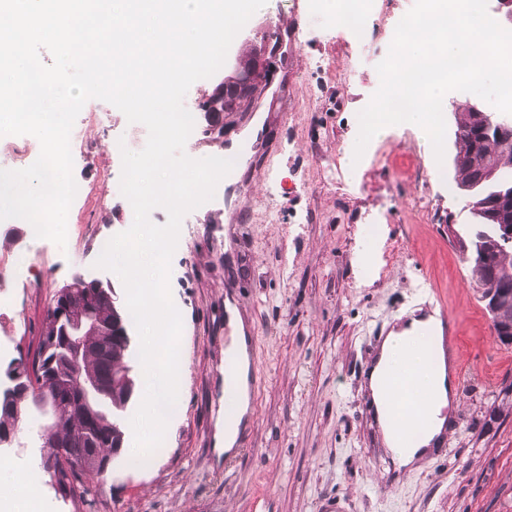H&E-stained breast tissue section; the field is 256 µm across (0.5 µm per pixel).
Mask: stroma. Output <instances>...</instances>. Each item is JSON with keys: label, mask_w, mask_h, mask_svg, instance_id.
<instances>
[{"label": "stroma", "mask_w": 512, "mask_h": 512, "mask_svg": "<svg viewBox=\"0 0 512 512\" xmlns=\"http://www.w3.org/2000/svg\"><path fill=\"white\" fill-rule=\"evenodd\" d=\"M381 30L336 25L324 0H267L233 40L223 67L192 84L195 102L236 76L241 55L300 15V32L271 59L277 89L254 100L252 113L224 115V139L241 145L263 132L238 170L245 173L238 214L223 190L181 225L170 289L183 328L179 398L163 448L147 468L115 459L106 481L74 505L56 498L37 472L39 421L0 447V483L29 472L44 512H512V346L493 336L469 263L448 241L449 224L473 218L448 171L431 174L427 135L399 124L372 139L351 162L358 113L380 84L395 28L415 0H388ZM106 110L126 132L121 111L88 100L73 126L93 145L75 159L78 192L67 216V244L44 240L26 249L23 280L0 246V311L9 362L33 357L47 310L75 276L98 279L126 310L120 278L95 268L94 239L128 230L134 216L107 196L120 176L91 113ZM441 304L455 321L463 383L443 445L413 471H400L379 446L364 412L360 370L399 316ZM233 302L252 336L249 424L229 458L215 451L224 385V304Z\"/></svg>", "instance_id": "stroma-1"}]
</instances>
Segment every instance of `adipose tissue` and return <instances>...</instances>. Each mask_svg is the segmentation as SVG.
I'll return each instance as SVG.
<instances>
[{"label":"adipose tissue","mask_w":512,"mask_h":512,"mask_svg":"<svg viewBox=\"0 0 512 512\" xmlns=\"http://www.w3.org/2000/svg\"><path fill=\"white\" fill-rule=\"evenodd\" d=\"M424 326L434 333L436 341H443L441 321L432 318L425 322L416 317L410 318L384 337L378 351L377 365L369 381L374 398L382 399L388 394L386 381L389 376L405 374L411 381L414 394L432 398L429 409L401 418L403 424L423 429V435L415 448L406 450L397 447L390 432L382 434L394 462L405 469L413 468L440 445L447 422L445 410L453 399L447 385V362L444 355H437L435 362L431 363L424 352L413 345ZM234 327L231 352L237 361V371L233 381L224 385L223 424L216 433V451L224 455L234 452L240 430L248 420L250 406L248 338L242 320H235Z\"/></svg>","instance_id":"1"}]
</instances>
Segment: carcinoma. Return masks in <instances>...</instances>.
I'll list each match as a JSON object with an SVG mask.
<instances>
[{
	"label": "carcinoma",
	"instance_id": "obj_1",
	"mask_svg": "<svg viewBox=\"0 0 512 512\" xmlns=\"http://www.w3.org/2000/svg\"><path fill=\"white\" fill-rule=\"evenodd\" d=\"M196 108L204 113L208 126L224 118V98L218 95L216 89L203 95L197 101ZM468 117L469 113L466 111L458 113L462 132L455 143V159L461 172L468 176L474 175L486 164H492L498 169L494 185L481 188V201L485 202L486 210L490 211L494 209L497 194L512 191V125L500 129L494 133L491 141L476 148L474 144L478 141V135L469 125ZM499 233L500 225L483 218H478L475 223L466 224L461 229V234L470 243L469 252L463 253V256L471 264L472 273L482 289L498 288L502 282L499 273L504 266L500 254L493 251L481 253V248ZM73 285L78 302L94 301L99 312L106 318L110 317L106 304L95 300L93 289L86 287L83 278H75ZM116 317L120 323V335L113 337L112 349L115 355L109 357L99 350L98 337L85 336L78 370H73L70 363L64 360H58L49 367L48 358L42 357L38 351L30 362L20 359L9 363L5 371L8 384L0 386L2 433L18 428L33 411L43 413L39 397L52 393L64 378L77 373L81 378L94 377L102 385L99 391H84L78 385H73L70 390V405L62 407L59 417L44 426L40 434V437L46 438L49 446L39 448L38 468L51 478L55 493L64 501L85 500L90 486L83 468L75 470L61 467L53 472L47 469V461L60 455L62 445H69L67 453L83 460L85 464H99L100 471L110 470L113 460L123 447L121 416L135 389L128 365L130 337L127 332L132 316L118 312ZM19 370L24 373L32 372L36 381L40 382L39 391H29L22 382L16 380L15 374ZM83 402L92 405L96 415V426L90 437L84 434L85 422L78 411V406Z\"/></svg>",
	"mask_w": 512,
	"mask_h": 512
}]
</instances>
